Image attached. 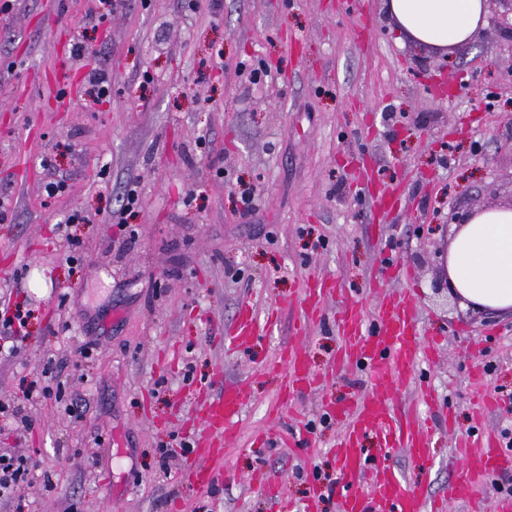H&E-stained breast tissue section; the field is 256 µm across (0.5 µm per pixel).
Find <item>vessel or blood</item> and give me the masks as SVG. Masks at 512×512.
I'll return each instance as SVG.
<instances>
[{
    "label": "vessel or blood",
    "instance_id": "vessel-or-blood-1",
    "mask_svg": "<svg viewBox=\"0 0 512 512\" xmlns=\"http://www.w3.org/2000/svg\"><path fill=\"white\" fill-rule=\"evenodd\" d=\"M346 346L342 356L345 363L369 370L375 393L336 410L335 415L345 423V429L336 443V454L341 462L346 496L343 512H446L449 501L461 493L471 496L472 512H479L480 503L473 499L476 475L489 471L512 470V456L496 448L491 438L482 439L479 446L459 447L455 455L460 462L457 478L447 497L431 502L424 490L407 483L394 471L367 463L357 447L366 432H377L390 447L405 449L417 460L429 456L427 431L411 415L396 414L381 390L392 378H406L418 368L422 357L417 347L416 319L412 299L383 302L378 310L377 326L367 325L362 309L351 305L342 318ZM265 330L252 308H244L230 335L227 345H235L258 338ZM286 395L315 385L306 362L297 347L284 350ZM244 407V396L239 386L225 385L220 396L205 409L206 429L214 435L231 436ZM201 461L191 472V481L200 486L211 485L216 476L209 449H200Z\"/></svg>",
    "mask_w": 512,
    "mask_h": 512
}]
</instances>
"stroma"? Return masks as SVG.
<instances>
[{
  "mask_svg": "<svg viewBox=\"0 0 512 512\" xmlns=\"http://www.w3.org/2000/svg\"><path fill=\"white\" fill-rule=\"evenodd\" d=\"M243 63L268 78L250 82ZM96 69L112 92L90 104ZM245 190L256 205L243 218ZM0 197V305L39 309L22 349L0 357V402L59 387L27 403L24 436L0 428V455L36 464L24 501L0 512H273L257 473L299 503L317 471L333 481L321 512H339L341 426L324 406L371 391L368 370L339 363L347 298L372 319L387 293L412 295L419 340L437 346L389 389L426 424L431 459L374 435L363 457L439 498L476 417L494 435L512 427V313L475 314L430 288L459 219L512 203V31L498 13L439 55L398 42L382 0H11ZM76 209L90 223L58 231ZM73 252L80 264H66ZM398 264L409 278L391 279ZM317 279L337 291L308 320ZM245 302L266 330L226 350ZM294 345L321 386L285 400L275 363ZM477 366L498 399L484 412ZM237 382V436L219 449L216 484L193 486L181 445H197L207 401ZM300 424L307 447L281 446ZM260 431L272 439L252 448Z\"/></svg>",
  "mask_w": 512,
  "mask_h": 512,
  "instance_id": "1",
  "label": "stroma"
}]
</instances>
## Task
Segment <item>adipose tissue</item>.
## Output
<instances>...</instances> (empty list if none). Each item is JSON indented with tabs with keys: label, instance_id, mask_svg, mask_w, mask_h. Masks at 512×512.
Instances as JSON below:
<instances>
[{
	"label": "adipose tissue",
	"instance_id": "obj_1",
	"mask_svg": "<svg viewBox=\"0 0 512 512\" xmlns=\"http://www.w3.org/2000/svg\"><path fill=\"white\" fill-rule=\"evenodd\" d=\"M383 9L399 41L448 54L474 41L487 17L486 0H383ZM446 274L465 307L512 311V206L475 210L454 228Z\"/></svg>",
	"mask_w": 512,
	"mask_h": 512
}]
</instances>
